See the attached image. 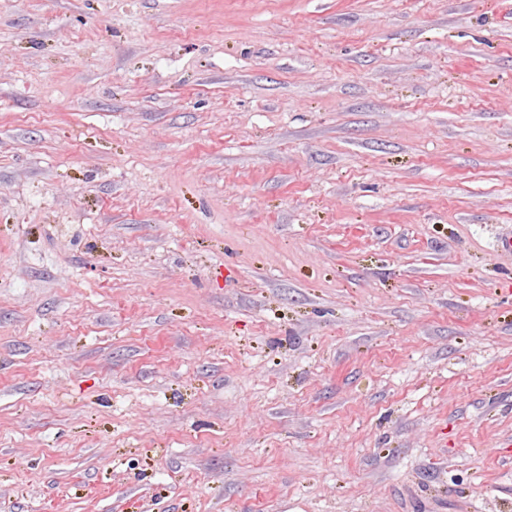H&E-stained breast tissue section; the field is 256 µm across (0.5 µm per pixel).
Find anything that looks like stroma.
Returning <instances> with one entry per match:
<instances>
[{
    "mask_svg": "<svg viewBox=\"0 0 512 512\" xmlns=\"http://www.w3.org/2000/svg\"><path fill=\"white\" fill-rule=\"evenodd\" d=\"M512 0H0V512H512Z\"/></svg>",
    "mask_w": 512,
    "mask_h": 512,
    "instance_id": "1",
    "label": "stroma"
}]
</instances>
